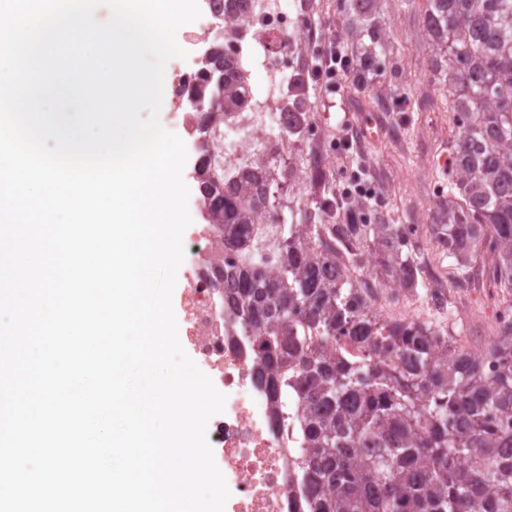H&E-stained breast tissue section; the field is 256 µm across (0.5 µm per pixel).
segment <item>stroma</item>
Masks as SVG:
<instances>
[{"label":"stroma","instance_id":"35a3bbf8","mask_svg":"<svg viewBox=\"0 0 512 512\" xmlns=\"http://www.w3.org/2000/svg\"><path fill=\"white\" fill-rule=\"evenodd\" d=\"M424 9L423 0L410 10L402 9L400 0H387L391 51L381 74L352 61L349 88L341 96L330 101L318 88H311L310 116L317 129L316 146L326 158L329 187H345L357 161H365L379 187L372 217L414 226L416 260L432 274L433 285L445 290L449 302L447 312L439 314L410 294L391 297L383 280L365 267L351 278L357 284L373 282L369 300L373 311L388 320L429 319L446 324L457 346L476 350L496 333L491 299L501 291L485 292L477 282L466 288L450 287L451 262L430 241L428 227L448 183V169L438 160L447 154L456 130L444 91L429 72L430 47L421 25ZM347 124L355 129L357 141L344 152L333 148L332 142Z\"/></svg>","mask_w":512,"mask_h":512}]
</instances>
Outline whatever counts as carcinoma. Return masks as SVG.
Listing matches in <instances>:
<instances>
[{"mask_svg": "<svg viewBox=\"0 0 512 512\" xmlns=\"http://www.w3.org/2000/svg\"><path fill=\"white\" fill-rule=\"evenodd\" d=\"M386 0H349L344 40L363 61L389 51ZM430 72L448 92L458 128L448 147V192L431 240L453 260L451 284L470 283L491 258L494 287L512 296V0H426ZM193 167L216 248L247 251L291 174L256 159L210 175L224 113L242 110L237 61L205 50ZM322 191L307 223L278 242L280 265L215 264L217 287L237 305L256 342L269 393L300 407L293 488L305 512H512V319L500 318L483 348L448 344L428 321L382 319L350 270L374 274L441 309L444 294L418 277L404 224H369L368 206L324 184L322 159H307ZM372 249L362 251L363 243Z\"/></svg>", "mask_w": 512, "mask_h": 512, "instance_id": "carcinoma-1", "label": "carcinoma"}]
</instances>
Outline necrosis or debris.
I'll return each instance as SVG.
<instances>
[{
    "instance_id": "obj_1",
    "label": "necrosis or debris",
    "mask_w": 512,
    "mask_h": 512,
    "mask_svg": "<svg viewBox=\"0 0 512 512\" xmlns=\"http://www.w3.org/2000/svg\"><path fill=\"white\" fill-rule=\"evenodd\" d=\"M253 13L240 34L225 33L224 50L236 60L261 61L272 79L263 88L243 82L244 114L224 118V162L246 156L279 157L291 142L302 112L288 104L289 93L309 90L299 54L311 47L314 27L299 0H252ZM192 244L185 297L189 339L204 374L226 396L224 411L208 423L219 469L236 501V512H295L289 493L288 460L293 452L292 399L273 404L260 377V354L242 328L240 315L205 275L211 237L189 225Z\"/></svg>"
}]
</instances>
